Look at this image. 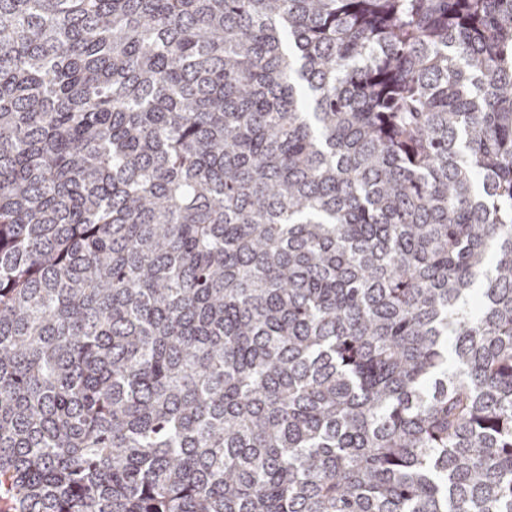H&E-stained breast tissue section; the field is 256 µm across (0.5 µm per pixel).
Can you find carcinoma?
I'll return each mask as SVG.
<instances>
[{
  "label": "carcinoma",
  "instance_id": "1",
  "mask_svg": "<svg viewBox=\"0 0 512 512\" xmlns=\"http://www.w3.org/2000/svg\"><path fill=\"white\" fill-rule=\"evenodd\" d=\"M0 512H512V0H0Z\"/></svg>",
  "mask_w": 512,
  "mask_h": 512
}]
</instances>
